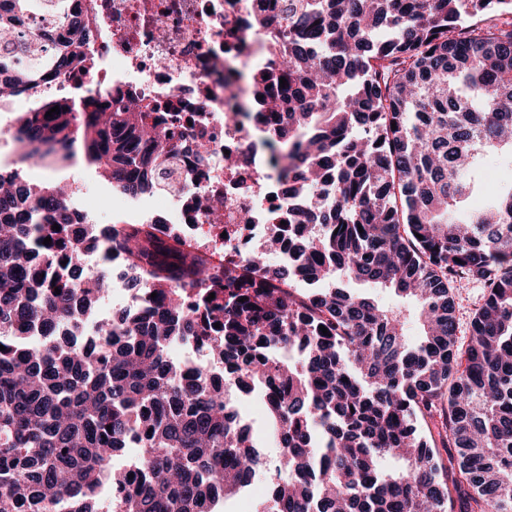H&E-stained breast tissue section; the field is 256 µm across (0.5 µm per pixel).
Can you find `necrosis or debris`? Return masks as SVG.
<instances>
[{
  "mask_svg": "<svg viewBox=\"0 0 512 512\" xmlns=\"http://www.w3.org/2000/svg\"><path fill=\"white\" fill-rule=\"evenodd\" d=\"M286 0H73L92 34L93 68L71 80L48 79L23 92L26 103L90 111L91 99L132 96L157 107L164 126L186 137L167 176L148 190L169 213L159 231L214 265H249L288 218V182L258 144L270 120L238 71L269 74L287 53L275 18ZM202 194L223 207L200 209Z\"/></svg>",
  "mask_w": 512,
  "mask_h": 512,
  "instance_id": "4bbe7bcc",
  "label": "necrosis or debris"
}]
</instances>
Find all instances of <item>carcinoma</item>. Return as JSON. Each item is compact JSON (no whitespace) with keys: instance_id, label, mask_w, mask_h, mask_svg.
<instances>
[{"instance_id":"carcinoma-1","label":"carcinoma","mask_w":512,"mask_h":512,"mask_svg":"<svg viewBox=\"0 0 512 512\" xmlns=\"http://www.w3.org/2000/svg\"><path fill=\"white\" fill-rule=\"evenodd\" d=\"M66 5L54 0L59 26L34 34L15 20L41 0H0V73H12L0 102L81 52L87 31ZM287 11L291 48L268 76L287 85L265 97L281 116L262 147L307 195L288 220L319 223L291 265L267 263L278 237L242 268L151 224L74 229L75 187L30 181L25 166L80 153L136 196L183 133L131 98L84 119L17 115V159L0 166V512H219L267 464L228 383L264 390L278 435L277 479L254 512H512V188L468 207L484 164L512 157V0ZM33 39L49 55L8 65ZM115 251L147 315L119 312L86 348L83 316L112 289ZM298 277L333 287L296 298ZM345 280L409 300L421 336ZM459 280L485 288L467 338ZM178 344L224 377L173 359Z\"/></svg>"}]
</instances>
